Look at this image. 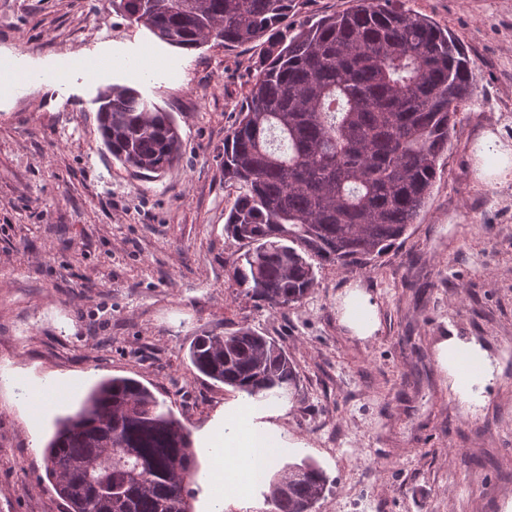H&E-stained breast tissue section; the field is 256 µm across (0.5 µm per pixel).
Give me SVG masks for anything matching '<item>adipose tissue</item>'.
<instances>
[{
    "instance_id": "adipose-tissue-1",
    "label": "adipose tissue",
    "mask_w": 512,
    "mask_h": 512,
    "mask_svg": "<svg viewBox=\"0 0 512 512\" xmlns=\"http://www.w3.org/2000/svg\"><path fill=\"white\" fill-rule=\"evenodd\" d=\"M437 361L453 376L461 402L477 406L485 401L494 376L491 360L479 344L456 336L443 338L437 345ZM284 411V406L275 403L255 406L237 401L225 406L224 430L215 436L219 448L216 469L225 492L245 494L281 456L282 440L262 418Z\"/></svg>"
}]
</instances>
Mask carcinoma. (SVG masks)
<instances>
[{
	"instance_id": "obj_1",
	"label": "carcinoma",
	"mask_w": 512,
	"mask_h": 512,
	"mask_svg": "<svg viewBox=\"0 0 512 512\" xmlns=\"http://www.w3.org/2000/svg\"><path fill=\"white\" fill-rule=\"evenodd\" d=\"M399 0H352L292 36L305 0H112L157 40L192 50L260 43L254 80L224 139V181L240 183L225 221L245 247L236 283L270 308L301 302L315 264L366 268L416 223L457 115L476 90L461 43ZM104 145L134 173L161 174L182 140L171 113L114 85L98 111ZM197 372L256 401L292 395L285 348L248 326L195 338ZM190 432L136 379L99 382L58 421L45 470L67 512H191L197 468ZM329 478L303 462L269 482L274 512H316Z\"/></svg>"
}]
</instances>
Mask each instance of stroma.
<instances>
[{"mask_svg": "<svg viewBox=\"0 0 512 512\" xmlns=\"http://www.w3.org/2000/svg\"><path fill=\"white\" fill-rule=\"evenodd\" d=\"M462 43L476 91L458 115L417 223L364 269L324 263L303 303L247 296L224 230L243 193L224 180V138L259 44L182 50L110 0H0V512H65L43 451L90 387L131 377L191 433L193 512H271L267 482L220 497L206 433L233 388L187 358L196 336L247 325L295 363L298 392L275 424L284 462L307 458L333 486L317 512H512V177H476L487 133L512 146V0H402ZM112 56L108 83L77 60ZM172 112L179 160L146 179L113 160L97 119L106 84ZM379 325L342 321L350 289ZM476 341L498 378L460 403L437 363L441 337Z\"/></svg>", "mask_w": 512, "mask_h": 512, "instance_id": "35a3bbf8", "label": "stroma"}]
</instances>
